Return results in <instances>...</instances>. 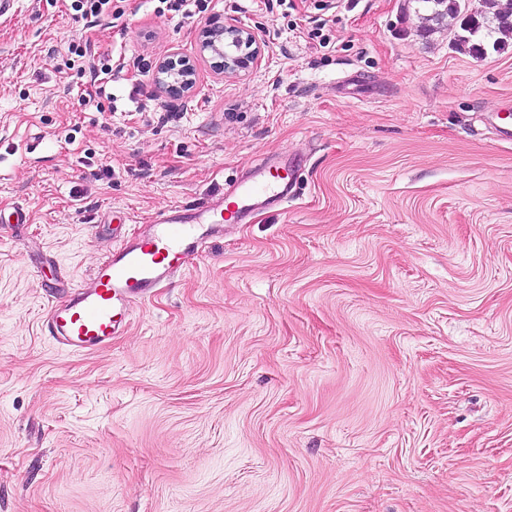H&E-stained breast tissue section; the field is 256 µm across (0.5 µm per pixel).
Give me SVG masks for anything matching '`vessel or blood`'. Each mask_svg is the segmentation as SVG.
Masks as SVG:
<instances>
[{"mask_svg": "<svg viewBox=\"0 0 512 512\" xmlns=\"http://www.w3.org/2000/svg\"><path fill=\"white\" fill-rule=\"evenodd\" d=\"M294 166L268 161L233 191L194 206L159 209L141 237L113 248L98 265L89 286L53 305L48 314L51 336L75 351L97 349L126 327L134 306L148 300L153 288L179 274L185 257L222 224L243 220L256 205L287 201Z\"/></svg>", "mask_w": 512, "mask_h": 512, "instance_id": "b4317fda", "label": "vessel or blood"}]
</instances>
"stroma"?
<instances>
[{"label":"stroma","instance_id":"1","mask_svg":"<svg viewBox=\"0 0 512 512\" xmlns=\"http://www.w3.org/2000/svg\"><path fill=\"white\" fill-rule=\"evenodd\" d=\"M79 0L0 16V512H512V43L419 0ZM251 28L240 75L199 50ZM112 57L79 106L68 43ZM194 60L179 98L136 63ZM276 156L287 204L205 238L106 347L48 333L156 211ZM84 1V4L86 6L85 8V16L86 17H92L94 22H97L100 17L103 16H117L116 19L120 18L121 15L125 14V10L121 5L115 4L113 5V2H125L123 0H81ZM113 8V11H112ZM465 1L419 0L427 4L431 10V14L424 18L426 21L442 25L449 19L446 23L448 30H453L459 23L458 28L462 33L456 32L454 36L457 49L461 51L468 49V52L483 54L486 51V45L491 43L494 51L504 50L507 46V37L512 36V1L508 0V6L491 18L478 11L469 13V9L465 8ZM495 35L500 36L495 37ZM488 39L493 40L491 42ZM246 46L250 50L243 53L242 48ZM199 47L204 57L207 54L217 60L218 74L224 76L238 75L256 61L262 51L253 31L240 25H204L199 33ZM110 61L109 55L103 54L99 57L97 65L94 64L92 69L95 78L93 79L94 76H92V83L90 82L89 87L83 90L84 94H82L79 99L80 105H87L90 102H95L96 99L103 97L112 100V93L107 92V84L112 81V65L110 64ZM100 73L108 75V77L98 79ZM104 79H108V81L98 83V81H102Z\"/></svg>","mask_w":512,"mask_h":512}]
</instances>
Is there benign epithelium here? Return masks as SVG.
<instances>
[{"instance_id":"obj_1","label":"benign epithelium","mask_w":512,"mask_h":512,"mask_svg":"<svg viewBox=\"0 0 512 512\" xmlns=\"http://www.w3.org/2000/svg\"><path fill=\"white\" fill-rule=\"evenodd\" d=\"M200 53L216 60L218 73L237 75L261 55L262 45L253 31L240 25L209 24L200 29ZM155 82L165 93L187 94L195 84V66L188 59L160 61L154 73Z\"/></svg>"}]
</instances>
